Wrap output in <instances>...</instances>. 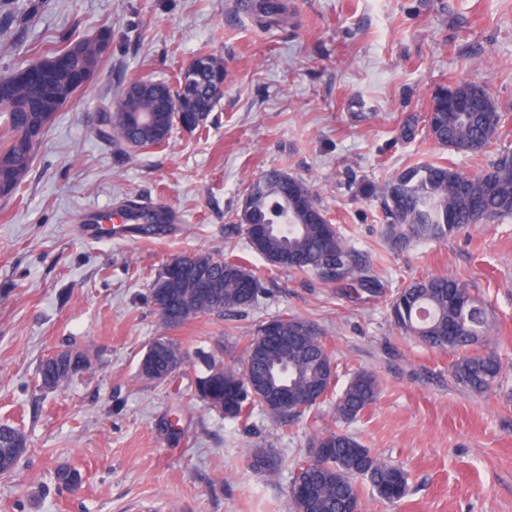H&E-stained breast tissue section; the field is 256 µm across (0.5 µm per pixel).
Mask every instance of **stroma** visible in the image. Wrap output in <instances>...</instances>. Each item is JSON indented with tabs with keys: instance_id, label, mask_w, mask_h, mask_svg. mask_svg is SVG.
<instances>
[{
	"instance_id": "stroma-1",
	"label": "stroma",
	"mask_w": 512,
	"mask_h": 512,
	"mask_svg": "<svg viewBox=\"0 0 512 512\" xmlns=\"http://www.w3.org/2000/svg\"><path fill=\"white\" fill-rule=\"evenodd\" d=\"M264 29L242 0H0V71L43 58L67 36L112 32L83 93L56 112L19 193L0 197V423L21 429L18 471L0 476V512H288L298 460L331 427L403 467L404 499L362 490L363 512H512V216L403 252L383 238L373 189L409 165L448 159L465 175L512 149V0H277ZM220 56L224 90L204 130L157 149L97 137L101 110L137 79L173 82L200 51ZM475 82L508 112L497 145L439 147L408 118L433 93ZM270 169L302 179L382 284L360 302L315 272L251 253L238 221L249 183ZM126 198L176 215L164 233L84 237L80 214L114 215ZM247 255L257 301L169 330L187 359L162 383L139 361L160 334L150 281L177 256ZM427 274L458 279L485 302L486 351L502 363L491 392L453 383V354L403 335L389 317L398 289ZM307 321L338 365L336 386L373 373L379 395L335 423L330 404L294 422L255 410L225 418L195 397L203 355L233 366L258 326ZM83 352L88 370L41 388L40 362ZM277 460L255 471L250 452ZM67 467L76 483L58 481Z\"/></svg>"
}]
</instances>
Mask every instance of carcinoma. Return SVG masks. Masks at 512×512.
Returning <instances> with one entry per match:
<instances>
[{"instance_id":"cac0c4a2","label":"carcinoma","mask_w":512,"mask_h":512,"mask_svg":"<svg viewBox=\"0 0 512 512\" xmlns=\"http://www.w3.org/2000/svg\"><path fill=\"white\" fill-rule=\"evenodd\" d=\"M260 13V25L278 24L279 13L268 2L252 5ZM70 56L75 65L92 75L101 56L96 45L70 37L32 64L40 68L53 57ZM224 61L202 52L180 72L176 83L155 82L149 92L124 91L116 115L98 135L133 150L166 144L175 130L194 131L207 122L221 86ZM9 83V104H0V196L15 194L23 183L46 127L65 103L85 84H72L67 70L45 72L41 96L48 101L44 112H26L21 103L28 89L14 80V72L1 71ZM427 135L439 146L460 153H477L499 138L504 114L486 89L463 82L437 91L423 117ZM383 200V237L391 249L403 251L421 241H440L462 232L471 224H486L512 216V152L503 151L488 169L468 177L445 163L413 164L379 189ZM121 209L138 214V230L156 234L170 223L169 211L142 207L134 199L122 201ZM238 221L270 224L260 239H249L250 248L267 263L298 272L317 271L325 278L344 281L357 296L375 292L377 280L358 264L355 251L330 223L310 185L272 169L256 178L244 195ZM261 286L260 277L239 256L222 259L186 256L172 278L160 270L150 284L153 304L163 326H175L198 314H222L250 306L258 293L242 288L244 278ZM391 317L402 331L425 345L457 354L450 374L463 391L482 394L491 390L502 373L493 353H474L490 335L484 303L459 280L427 275L412 281L391 302ZM185 362L180 345L158 336L140 359L142 377L157 381L170 366ZM206 370L197 377L195 393L210 408L231 419H249L255 407L274 420L300 418L319 409L318 398L328 400L335 376L334 364L322 338L306 321L284 317L261 324L232 368L205 356ZM78 371L49 361L40 368L41 386L57 390L68 386ZM288 385V406L277 399L275 388ZM374 375L363 372L347 383L333 404L336 418L350 420L377 399ZM16 429L0 425V475L16 469L25 447L16 444ZM316 454L303 459L313 493L290 497L292 512H345L353 502L362 507L358 481H365L378 499L396 502L407 492V473L398 465L375 456L349 434L328 430L314 444Z\"/></svg>"}]
</instances>
